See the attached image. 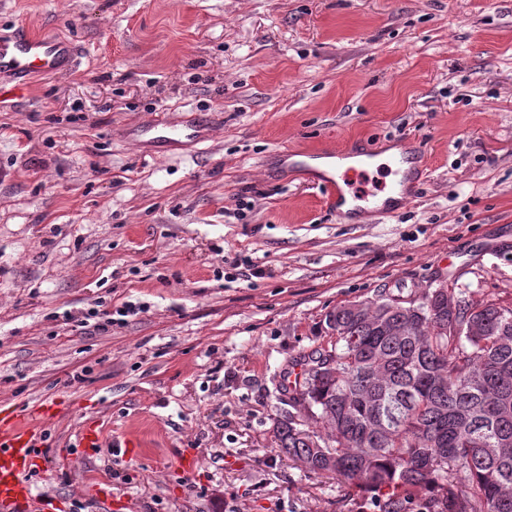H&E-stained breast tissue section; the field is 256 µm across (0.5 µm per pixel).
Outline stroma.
Masks as SVG:
<instances>
[{"instance_id":"1","label":"stroma","mask_w":512,"mask_h":512,"mask_svg":"<svg viewBox=\"0 0 512 512\" xmlns=\"http://www.w3.org/2000/svg\"><path fill=\"white\" fill-rule=\"evenodd\" d=\"M19 24L78 49L0 100V402L66 405L35 422L34 495L63 512H99L92 485L110 512H357L365 492L274 452L277 420L303 413L278 384L326 343L330 309L382 289L442 276L512 306V0H0V32ZM181 106L216 118L195 151L134 138ZM405 138L425 154L415 194L366 223L271 166ZM127 305L107 333L64 323ZM92 416L110 445L89 454Z\"/></svg>"}]
</instances>
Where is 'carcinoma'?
<instances>
[{"label": "carcinoma", "mask_w": 512, "mask_h": 512, "mask_svg": "<svg viewBox=\"0 0 512 512\" xmlns=\"http://www.w3.org/2000/svg\"><path fill=\"white\" fill-rule=\"evenodd\" d=\"M412 297L383 290L328 312L327 343L281 383L327 431L289 413L275 449L368 491L374 512H512V307L453 288L423 307Z\"/></svg>", "instance_id": "carcinoma-1"}]
</instances>
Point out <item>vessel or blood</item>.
Masks as SVG:
<instances>
[{"label":"vessel or blood","mask_w":512,"mask_h":512,"mask_svg":"<svg viewBox=\"0 0 512 512\" xmlns=\"http://www.w3.org/2000/svg\"><path fill=\"white\" fill-rule=\"evenodd\" d=\"M75 47L66 37H39L25 27L10 34L0 33V79H9L17 97H24L29 80L35 75H55L70 71ZM212 123L206 112L189 108L178 123L160 118L143 124L138 135L159 149L180 144L189 148L204 142V130ZM423 159L417 146H404L392 159L394 181L386 198H370L368 192L352 183L349 174L336 169L323 171L321 184L327 192L326 203L343 222L390 214L407 202L413 179ZM48 415L44 405H0V512H49L46 499L36 497L28 480L39 457L40 433L29 426L31 413Z\"/></svg>","instance_id":"vessel-or-blood-1"}]
</instances>
